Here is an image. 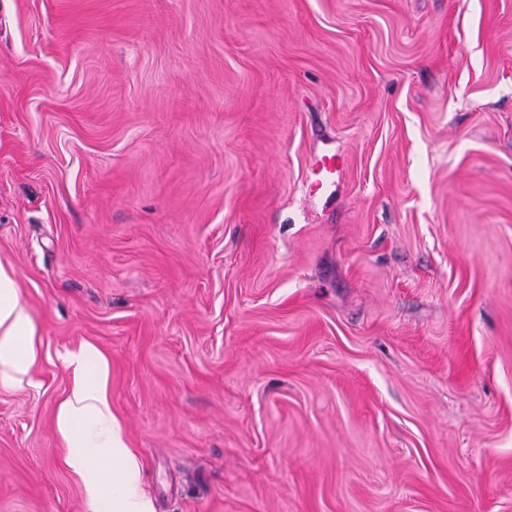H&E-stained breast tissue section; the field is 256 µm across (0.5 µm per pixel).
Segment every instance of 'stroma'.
Masks as SVG:
<instances>
[{
    "instance_id": "obj_1",
    "label": "stroma",
    "mask_w": 512,
    "mask_h": 512,
    "mask_svg": "<svg viewBox=\"0 0 512 512\" xmlns=\"http://www.w3.org/2000/svg\"><path fill=\"white\" fill-rule=\"evenodd\" d=\"M0 263V512L84 344L155 512H512V0H0ZM341 156L337 153H326L317 160L318 168L315 170L316 178L312 185L319 192L326 191L336 182L342 168ZM17 288L13 273L0 263V371L26 376L37 360L36 327Z\"/></svg>"
}]
</instances>
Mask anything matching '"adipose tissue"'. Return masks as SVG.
I'll return each mask as SVG.
<instances>
[{
    "mask_svg": "<svg viewBox=\"0 0 512 512\" xmlns=\"http://www.w3.org/2000/svg\"><path fill=\"white\" fill-rule=\"evenodd\" d=\"M35 336L16 280L0 264V369L28 375L37 360ZM63 361L74 380L57 408L56 427L71 465L85 478L95 512H154L142 487L139 463L112 414L105 360L94 346L85 344L66 353Z\"/></svg>",
    "mask_w": 512,
    "mask_h": 512,
    "instance_id": "adipose-tissue-1",
    "label": "adipose tissue"
}]
</instances>
